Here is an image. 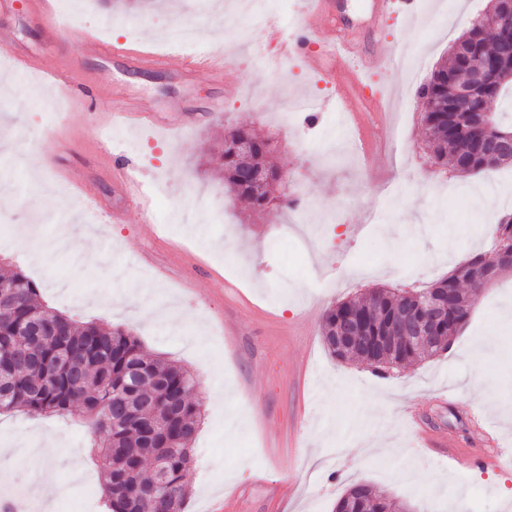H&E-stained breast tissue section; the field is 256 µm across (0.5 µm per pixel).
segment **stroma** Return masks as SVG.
Wrapping results in <instances>:
<instances>
[{
    "instance_id": "1",
    "label": "stroma",
    "mask_w": 512,
    "mask_h": 512,
    "mask_svg": "<svg viewBox=\"0 0 512 512\" xmlns=\"http://www.w3.org/2000/svg\"><path fill=\"white\" fill-rule=\"evenodd\" d=\"M58 0L65 31L58 47L21 16L9 18L16 43L46 52L61 68L77 67L103 82L89 99L66 90L58 117L42 115L38 99L21 82L0 87V181L11 206L0 210V267L22 270L41 286L40 300L79 322L130 328L144 349L180 362L195 376L204 414L194 443L195 462L186 481L185 512H224V500L240 512H284L287 502L303 512H335L352 483L389 492L412 512H448L463 497L466 512H512V467L495 459L461 470L429 452L422 434H446L456 447L473 442L472 420L485 416L499 455L512 456V348L479 358L488 327L512 310V271L502 272L475 303L467 325L447 353L379 376L372 368L332 358L322 340L325 311L339 301L382 285L423 287L447 276L444 257L473 247L487 249L493 217L449 200V191L482 190L512 200V169L495 177H468L433 167L424 144L421 110L405 112L397 142L375 134L378 119H391L402 95H415L447 58L468 21L489 0H420L415 18L393 17L382 35L406 44L423 63L409 80L370 65L364 94L375 116L365 129L368 149L359 154L341 118L332 116L329 79L300 62L261 59L237 63L239 94L224 96L217 76H184L192 58L170 50L156 69L116 71L105 57L89 55L82 31L106 42H144L160 48L172 25L195 29L201 45L223 35L227 24L250 29L236 14V0ZM125 22L107 23L109 11ZM309 99L310 112L289 117L288 103ZM186 127L168 134L151 127L122 128L121 147L144 174L153 224L142 223L95 153L105 132L98 119L131 106L169 116L178 103ZM230 126H246L273 140L272 165L288 171L292 188H304L310 206L302 224H287L286 209L251 214L215 172L200 174ZM93 181L98 199L76 196L71 184ZM397 225L398 245L385 234L362 233L371 211ZM122 213V222L112 220ZM232 248L233 263L224 260ZM487 390L488 401L472 391ZM61 446L42 465L31 449L46 438ZM92 433L79 417L37 412L0 415V446L14 456L0 460V500L52 473L77 512L93 493L92 512H102V478L89 458ZM286 488L269 498L266 485Z\"/></svg>"
}]
</instances>
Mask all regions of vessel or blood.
Listing matches in <instances>:
<instances>
[{
	"mask_svg": "<svg viewBox=\"0 0 512 512\" xmlns=\"http://www.w3.org/2000/svg\"><path fill=\"white\" fill-rule=\"evenodd\" d=\"M306 22L294 31L291 41L285 42L284 59H300L311 69L330 73L336 86V102L346 113L368 111L369 105L362 93L364 72L361 64L364 57L358 56L346 35V22L336 12L335 0H306ZM23 10L29 19L37 24L48 40H56L62 31L56 0H0V14H9ZM418 9L417 0H372L369 28L372 32L371 48L368 57L379 64L390 65L394 60L395 48L381 35L389 15L399 14L408 18L415 17ZM332 26L336 36L326 50L314 55L310 52L312 39L318 27ZM84 46L88 53L103 55L112 59L114 64H149L166 63L167 55L133 48L123 43L107 44L91 37H84ZM0 55L10 61L9 72L13 78H20L38 73L51 79L57 87H65L77 80V69L62 70L50 65L47 60L35 52L16 51L12 48V33L6 26H0ZM232 59L224 52L222 44H211L207 53L199 56L195 70L220 74L228 70ZM101 167L112 171L121 186L133 196L140 195V183L136 170L117 150H107L98 156ZM480 436L475 447L460 449L454 447L445 435L430 434L426 445L436 451H447L450 460L461 467L478 465L486 454V441L489 433L485 424H478Z\"/></svg>",
	"mask_w": 512,
	"mask_h": 512,
	"instance_id": "b4317fda",
	"label": "vessel or blood"
}]
</instances>
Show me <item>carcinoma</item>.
Here are the masks:
<instances>
[{
    "instance_id": "cac0c4a2",
    "label": "carcinoma",
    "mask_w": 512,
    "mask_h": 512,
    "mask_svg": "<svg viewBox=\"0 0 512 512\" xmlns=\"http://www.w3.org/2000/svg\"><path fill=\"white\" fill-rule=\"evenodd\" d=\"M481 36L488 58L503 70L512 67V43L498 32L472 19L459 39ZM457 55L438 66L416 96L422 105L426 147L436 163L461 174L485 169V143L500 134H512L501 113H492L494 124L486 126L478 112L448 111V70ZM512 93V82L490 85L479 92L476 105H492ZM254 150L242 156L236 144L242 139ZM272 145L247 127H230L215 152L224 183L235 196L244 198L256 211L274 201L290 205L286 192H278L277 170L268 165ZM494 240L512 250V213L500 217L493 227ZM494 260L479 254L477 269L454 271L433 284L457 288L465 277L495 278L506 269L500 252L491 246ZM39 285L22 271L0 273V394L2 412H40L59 416L81 410L89 422L91 453L102 475V491L108 512H184L189 489L184 482L194 463L193 444L202 415V404L191 398L197 381L174 361L148 353L132 330L121 326L78 323L55 313L39 301ZM407 291L377 287L364 297L349 299L328 308L323 316L322 336L333 331L336 321L351 315L364 323V336H387L399 317ZM473 303L453 297L436 335L439 342L428 347L413 341H398L397 352L384 356L365 353L359 347L347 350L345 359L366 362L375 370H397L403 364L436 356L448 350L451 338L467 322ZM163 481L169 495L162 500L148 491ZM352 512H391L392 504L377 498L366 504L351 502Z\"/></svg>"
}]
</instances>
